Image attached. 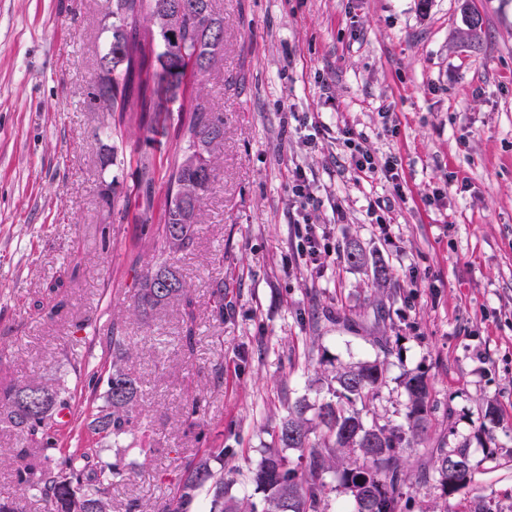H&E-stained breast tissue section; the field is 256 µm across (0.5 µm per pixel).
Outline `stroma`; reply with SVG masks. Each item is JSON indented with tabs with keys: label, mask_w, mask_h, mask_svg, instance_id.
Masks as SVG:
<instances>
[{
	"label": "stroma",
	"mask_w": 512,
	"mask_h": 512,
	"mask_svg": "<svg viewBox=\"0 0 512 512\" xmlns=\"http://www.w3.org/2000/svg\"><path fill=\"white\" fill-rule=\"evenodd\" d=\"M221 59L203 78L224 117L204 222L173 263L183 307L134 312L130 153L163 165L130 127L106 134L90 103L108 36L107 0H0V393L18 381L88 389L120 325L150 447L109 448L114 512H164L202 456L230 497L261 503L251 480L296 402L315 418L334 376L379 360L385 381L365 422L398 424L406 375L424 374L431 415L404 449L414 512H512V0H215ZM482 18L468 36L470 13ZM363 133L399 179L356 183L346 130ZM301 169L319 199L307 217L326 251L311 262L291 192ZM389 219L388 228L376 216ZM380 259L378 287L348 244ZM66 286L47 288L56 279ZM224 287V305L213 291ZM392 354H384L381 340ZM494 423L483 419L486 404ZM197 414H190V407ZM468 444L474 480L444 495L438 449ZM0 424V492L29 463Z\"/></svg>",
	"instance_id": "obj_1"
}]
</instances>
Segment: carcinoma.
I'll use <instances>...</instances> for the list:
<instances>
[{
  "label": "carcinoma",
  "instance_id": "1",
  "mask_svg": "<svg viewBox=\"0 0 512 512\" xmlns=\"http://www.w3.org/2000/svg\"><path fill=\"white\" fill-rule=\"evenodd\" d=\"M168 0H108L110 37L99 58L100 73L94 85L92 100L103 112L118 113V123L136 120L141 129L153 135L171 137L180 143L166 169V194L160 205V217H155V166L153 158L139 154L136 169L137 189L142 196L138 205L140 236L148 238L158 251L159 260L137 276L134 310L148 314L166 307L171 301L183 303L189 322H194L193 301L184 280L179 276L170 256L173 247L168 238V226H179L180 247L192 243L197 226L203 223L201 209H196L190 221L180 205L170 200L173 190L193 179L196 172L184 167L182 151L202 144L201 160L208 170L201 194H206L214 180L220 159V144L224 139V120L212 112L206 97L196 93L190 98L189 110L179 103L173 112L172 98H163L161 83L155 80V62L166 54L169 38L159 35L146 38L137 27L138 16L149 10L150 20L159 22V7ZM185 18L178 33L183 54L172 73L177 83L211 69L220 55L209 50L210 33L224 29V17L214 8L213 0H182ZM124 49L127 72L115 69L112 55ZM168 281L162 290L151 288L156 279ZM129 356L126 338L118 324H112V363L108 370L104 403L96 407L88 427L98 436L96 444H83L77 439L75 448L61 466L52 468L33 460L19 473L18 485L23 494L40 497L47 512H112L110 489L114 478L121 475L117 465L101 460L102 446H120L138 424L134 404L138 402L140 386L125 367ZM384 376V364L374 361L345 369L336 374V401L320 407L317 423L305 417L306 406L297 404L278 426V447L270 449L254 472L257 489L264 494L262 512H320L326 495L324 474L340 469L346 489L357 504V512H404L403 501L408 474L402 465L403 449L412 447L424 432L429 416V386L424 375L409 374L404 388L409 405L406 423L387 427L364 422L359 412L350 408L359 400L367 406L376 394ZM72 388L64 382L47 384L23 381L0 394V420L28 436L41 435L45 450H54L57 440L51 435V418L57 409L70 406ZM322 430V443L313 445L311 434ZM308 451L304 471L299 473L287 466L280 449ZM436 472L447 494L466 490L473 481V468L468 448L460 445L451 450H438ZM210 485L213 505L217 512H257L252 502L224 498V475L213 470L210 458L203 457L183 474L178 491L166 512H186L196 491Z\"/></svg>",
  "mask_w": 512,
  "mask_h": 512
}]
</instances>
